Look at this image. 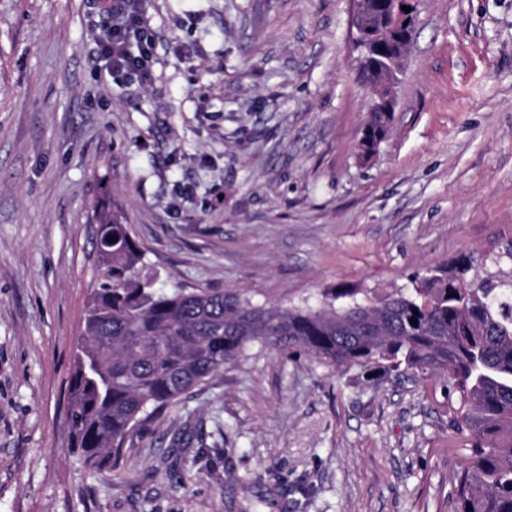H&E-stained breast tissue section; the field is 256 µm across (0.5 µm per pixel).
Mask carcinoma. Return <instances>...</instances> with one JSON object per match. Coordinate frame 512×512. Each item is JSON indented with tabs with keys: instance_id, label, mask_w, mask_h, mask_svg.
<instances>
[{
	"instance_id": "carcinoma-1",
	"label": "carcinoma",
	"mask_w": 512,
	"mask_h": 512,
	"mask_svg": "<svg viewBox=\"0 0 512 512\" xmlns=\"http://www.w3.org/2000/svg\"><path fill=\"white\" fill-rule=\"evenodd\" d=\"M391 116L374 112L363 152ZM96 287L82 320L67 411L68 447L117 465L138 427L176 406L258 344L298 348L338 368L383 375L419 369L448 378L454 426L469 455L450 512H512V280L458 259L411 289L319 305L269 308L217 288H158L159 272L118 216L96 215Z\"/></svg>"
}]
</instances>
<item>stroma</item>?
I'll list each match as a JSON object with an SVG mask.
<instances>
[{
    "mask_svg": "<svg viewBox=\"0 0 512 512\" xmlns=\"http://www.w3.org/2000/svg\"><path fill=\"white\" fill-rule=\"evenodd\" d=\"M155 79L101 76L94 0H0V512H439L467 452L446 378L256 348L117 467L66 446L116 206L161 287L381 296L512 238V0H418L370 158L350 0H147Z\"/></svg>",
    "mask_w": 512,
    "mask_h": 512,
    "instance_id": "35a3bbf8",
    "label": "stroma"
}]
</instances>
